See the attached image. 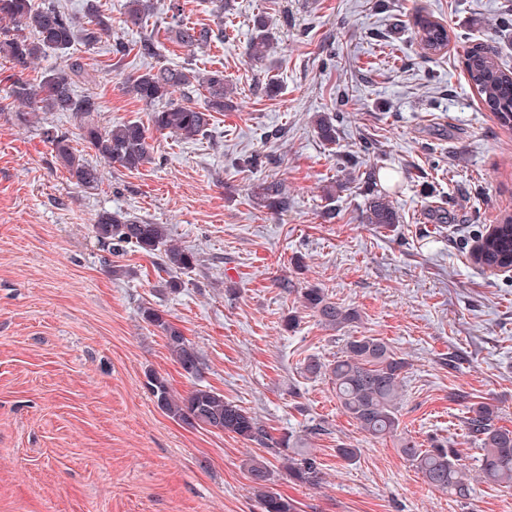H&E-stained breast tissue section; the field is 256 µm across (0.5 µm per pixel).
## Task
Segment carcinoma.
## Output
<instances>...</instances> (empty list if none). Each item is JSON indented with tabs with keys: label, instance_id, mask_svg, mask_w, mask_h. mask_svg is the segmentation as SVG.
<instances>
[{
	"label": "carcinoma",
	"instance_id": "cac0c4a2",
	"mask_svg": "<svg viewBox=\"0 0 512 512\" xmlns=\"http://www.w3.org/2000/svg\"><path fill=\"white\" fill-rule=\"evenodd\" d=\"M154 11L152 0H124V22L132 27H145ZM167 11L171 12L168 30L181 45L202 49L218 38L210 27L185 23L178 0H169ZM413 26L424 54L436 56L448 47L451 31L443 23L418 14ZM253 30L246 56L251 65L263 69L272 32L261 16L255 18ZM111 37V18L103 13L98 0H86L81 16L65 11L55 0H43L39 5L34 0H0V53L10 59L14 69L7 96L34 112L71 113L79 120V139L89 149L105 162L130 171L154 162L150 130L161 135L171 134L183 141H196L211 126L212 113L229 107L224 71L220 69L150 68L132 77L126 86L127 93L136 99L157 106L149 124L127 120L102 129L90 120L91 114L100 110L96 99L90 95L79 97L74 92L75 79L86 74L79 62L74 60L48 71L36 84L24 77L36 60L49 53L66 57L78 42L92 47ZM462 64L483 107L493 113L501 126L511 130L512 71L503 68L495 56L477 48L464 52ZM178 90L186 96L195 91L204 92V105L175 101L172 95ZM316 126L324 142H336V118L320 115ZM46 138L76 185L85 190L98 187L102 180L100 170L76 154L69 131L54 127L46 130ZM252 195L269 211H288V191L279 182H257L252 186ZM363 221L396 224L398 216L386 197L374 195L368 200ZM94 232L114 253L134 247L158 260L168 274L162 283L164 288H177L180 285L177 274L192 269L197 262L194 252L171 244L167 225L154 224L128 212L98 215ZM475 261L488 268L512 266L511 214L483 239ZM302 299L304 307L314 312L327 327L340 330L357 319L354 309L331 301L322 288L304 289ZM141 315L160 330L183 372L194 378L201 376L202 357L183 331L157 309L146 307ZM407 367L405 359L383 339L363 335L347 337L343 355L331 363L308 358L303 372L310 377L327 378L336 399L358 428L374 439L394 440L400 454L429 488L466 499L471 495V482L459 453L442 445L423 449L416 439L400 430L398 405ZM148 387L158 406L175 421L235 434L265 448L289 447L287 437L274 438L255 417L210 387L199 386L186 396L177 397L171 393L167 380L159 376L151 377ZM496 418L495 405L480 403L469 408L467 426L481 450L482 482L512 488V431L496 426ZM285 465L289 478L300 485L317 486L322 481L319 464L306 451L286 455ZM248 474L262 512H298L294 500L270 490V469L266 461L257 457L249 459Z\"/></svg>",
	"mask_w": 512,
	"mask_h": 512
}]
</instances>
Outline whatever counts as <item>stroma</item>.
Instances as JSON below:
<instances>
[{
    "mask_svg": "<svg viewBox=\"0 0 512 512\" xmlns=\"http://www.w3.org/2000/svg\"><path fill=\"white\" fill-rule=\"evenodd\" d=\"M100 2L111 41L149 33L158 50L118 61L111 42L73 48L95 77L77 88L98 99L95 124L148 121L126 81L151 67L221 69L232 106L200 140L154 135L155 164L133 171L74 140L103 176L86 191L45 137L76 131L75 119L8 99L0 53V512H261L253 457L300 512H512V488L477 480L464 501L429 489L392 440L361 432L327 381L301 373L307 357L335 360L346 337L376 336L408 363L401 428L424 447L457 450L474 473L469 406L494 404L512 430V269L474 259L512 214V130L462 67L478 46L512 70V27L500 24L512 0H226L220 15L212 0H180L184 20L224 27L203 50L176 43L163 10L132 30L121 0ZM417 10L454 32L443 54H422L408 24ZM258 16L274 34L264 71L245 55ZM321 112L336 117L335 144L318 134ZM252 155L261 166H246ZM261 180L287 188V212L257 204ZM372 192L398 223H363ZM119 210L167 225L196 254L181 288L159 290L150 257L99 242L95 219ZM312 286L358 319L322 325L302 303ZM147 306L199 350L200 378L143 320ZM153 374L177 395L215 388L273 436H293L321 484L290 482L272 449L172 420L146 386ZM344 445L355 460L338 457Z\"/></svg>",
    "mask_w": 512,
    "mask_h": 512,
    "instance_id": "35a3bbf8",
    "label": "stroma"
}]
</instances>
